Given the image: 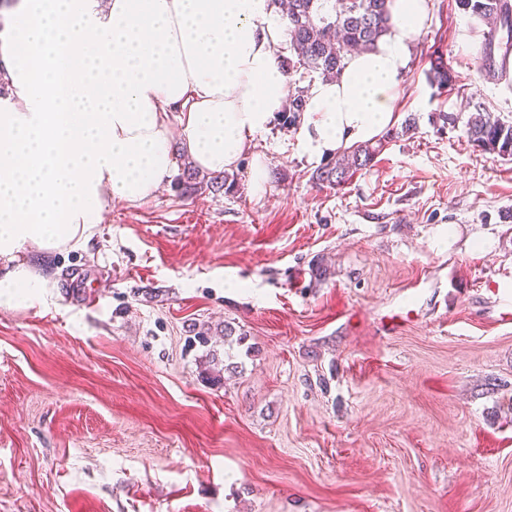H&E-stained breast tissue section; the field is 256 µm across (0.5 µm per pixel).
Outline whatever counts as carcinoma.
Instances as JSON below:
<instances>
[{"mask_svg": "<svg viewBox=\"0 0 512 512\" xmlns=\"http://www.w3.org/2000/svg\"><path fill=\"white\" fill-rule=\"evenodd\" d=\"M459 6L506 32L505 49L512 48V0H458ZM286 22L290 52L297 63L325 80L341 77L344 58L353 48L370 50L387 33L390 23L388 0H287ZM495 36L484 43L478 71L496 74ZM429 78L438 88L455 86V76L442 57L430 60ZM303 87L288 99L287 122H300L305 106ZM468 140L482 151L502 158L512 157V124L478 112L466 124ZM380 146L369 142L353 145L327 162L315 175L317 182L341 186L358 171L369 167Z\"/></svg>", "mask_w": 512, "mask_h": 512, "instance_id": "cac0c4a2", "label": "carcinoma"}]
</instances>
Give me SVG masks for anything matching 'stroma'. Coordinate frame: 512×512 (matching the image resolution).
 Wrapping results in <instances>:
<instances>
[{"mask_svg":"<svg viewBox=\"0 0 512 512\" xmlns=\"http://www.w3.org/2000/svg\"><path fill=\"white\" fill-rule=\"evenodd\" d=\"M430 2L346 184L278 121L225 185L186 192L179 161L83 248L29 254L51 288L0 309V512H512V158L465 133L512 122V73L479 75L489 25ZM428 73L431 82L436 84L438 89L448 88L452 90V87L455 86V76L448 69L447 64L444 63L440 56L430 60ZM247 179V187L252 195L265 193L269 180V169L265 161L259 155L254 157Z\"/></svg>","mask_w":512,"mask_h":512,"instance_id":"35a3bbf8","label":"stroma"}]
</instances>
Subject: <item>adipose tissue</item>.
<instances>
[{"instance_id":"1","label":"adipose tissue","mask_w":512,"mask_h":512,"mask_svg":"<svg viewBox=\"0 0 512 512\" xmlns=\"http://www.w3.org/2000/svg\"><path fill=\"white\" fill-rule=\"evenodd\" d=\"M429 0H392L388 33L314 81L297 142L320 159L392 126ZM0 41V308L47 302L23 252L81 247L113 202L141 205L178 157L221 174L287 104L273 0H18Z\"/></svg>"}]
</instances>
